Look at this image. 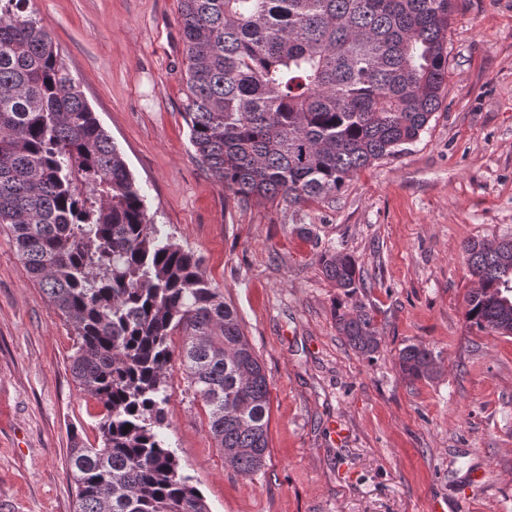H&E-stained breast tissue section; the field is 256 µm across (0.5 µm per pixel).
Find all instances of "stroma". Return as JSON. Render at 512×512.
Masks as SVG:
<instances>
[{"instance_id": "obj_1", "label": "stroma", "mask_w": 512, "mask_h": 512, "mask_svg": "<svg viewBox=\"0 0 512 512\" xmlns=\"http://www.w3.org/2000/svg\"><path fill=\"white\" fill-rule=\"evenodd\" d=\"M162 233L203 259L270 382L264 466L243 476L183 368L163 434L209 512H512V335L469 325L463 246L512 236V0H455L448 85L420 137L336 197L237 202L184 120L178 0H33ZM355 256L374 359L339 335L321 251ZM75 334L0 231V512H75L72 432L104 409L70 371ZM437 372L405 378L402 348ZM398 360L401 372L410 379L429 378L436 370L431 350L422 345L405 346L400 351Z\"/></svg>"}]
</instances>
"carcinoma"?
<instances>
[{
    "instance_id": "cac0c4a2",
    "label": "carcinoma",
    "mask_w": 512,
    "mask_h": 512,
    "mask_svg": "<svg viewBox=\"0 0 512 512\" xmlns=\"http://www.w3.org/2000/svg\"><path fill=\"white\" fill-rule=\"evenodd\" d=\"M453 9L454 0H180L196 158L240 203L336 196L417 140L441 108ZM0 226L72 325V376L105 410L98 444L72 435L76 512H208L159 433L176 359L229 465L242 475L263 466L270 383L260 357L200 257L152 224L31 0H0ZM465 253L477 280L467 321L511 336L512 237ZM319 264L344 296L336 328L373 359L382 338L353 299L361 267L330 250ZM399 367L418 380L436 362L412 344Z\"/></svg>"
}]
</instances>
